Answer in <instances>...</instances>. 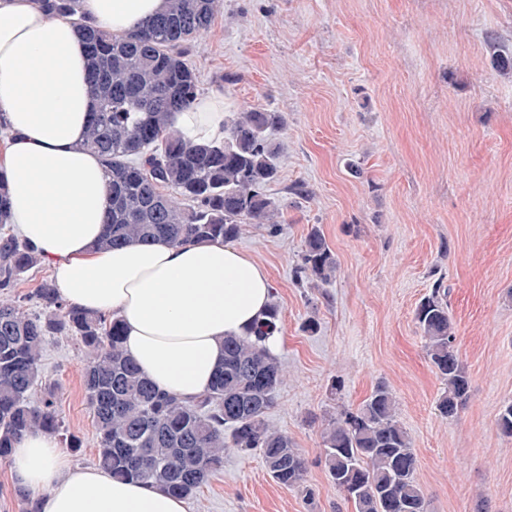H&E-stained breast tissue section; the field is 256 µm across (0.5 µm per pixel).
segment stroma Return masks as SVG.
I'll use <instances>...</instances> for the list:
<instances>
[{"label":"stroma","instance_id":"1","mask_svg":"<svg viewBox=\"0 0 512 512\" xmlns=\"http://www.w3.org/2000/svg\"><path fill=\"white\" fill-rule=\"evenodd\" d=\"M503 51L512 0H221L191 43L200 93H223L225 117L255 105L286 119L267 188L280 231L246 224L234 244L271 279L285 379L265 419L306 459L315 499L228 448L189 512H353L321 432L380 382L411 437L427 512H512V438L497 427L512 402V72L493 65ZM314 226L337 263L317 288L294 277ZM438 281L470 384L448 419L414 321ZM85 360L70 337H51L42 377L66 430L59 446L78 436L68 457L93 466Z\"/></svg>","mask_w":512,"mask_h":512}]
</instances>
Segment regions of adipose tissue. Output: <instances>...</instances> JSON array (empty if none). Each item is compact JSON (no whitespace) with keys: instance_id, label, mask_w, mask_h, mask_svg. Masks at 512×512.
<instances>
[{"instance_id":"1","label":"adipose tissue","mask_w":512,"mask_h":512,"mask_svg":"<svg viewBox=\"0 0 512 512\" xmlns=\"http://www.w3.org/2000/svg\"><path fill=\"white\" fill-rule=\"evenodd\" d=\"M84 12L114 33L161 13L165 0H83ZM96 101L87 49L66 17L36 0H0V122L9 130L0 175L18 237L54 272L58 293L124 327V348L162 392L203 394L224 359V339L245 335L271 301L266 269L224 242L156 241L101 250L110 178L84 137ZM195 142L224 137V96L175 113ZM16 484L37 512H188L185 499L151 484L116 480L72 464L55 437L25 435L14 448Z\"/></svg>"}]
</instances>
